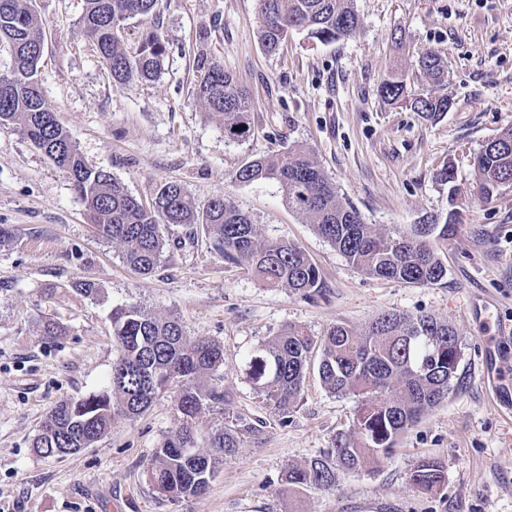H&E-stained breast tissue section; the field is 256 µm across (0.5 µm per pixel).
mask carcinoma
Instances as JSON below:
<instances>
[{
    "instance_id": "obj_1",
    "label": "carcinoma",
    "mask_w": 512,
    "mask_h": 512,
    "mask_svg": "<svg viewBox=\"0 0 512 512\" xmlns=\"http://www.w3.org/2000/svg\"><path fill=\"white\" fill-rule=\"evenodd\" d=\"M157 2L86 0L80 25L96 43L113 81L158 76L166 52L158 28L147 29L132 53L118 36L126 20L153 15ZM258 5L264 18L259 40L269 55L276 54L296 29L332 42L359 26L352 0H258ZM0 42L7 44L12 56L10 69L0 72V127L22 132L69 175L96 234L120 245L132 270L148 275L158 268L166 227L200 225L224 261L246 269L264 285L288 288L305 299L321 293L320 271L304 250L259 237L248 215L226 199L216 198L200 209L181 185L167 182L147 206L111 173L86 163L36 82L45 32L33 0H0ZM416 67L434 84L447 75L445 59L436 54L420 55ZM196 68L201 72L197 99L224 125V135L246 138V90L217 60L200 55ZM405 88V72L393 69L381 81L380 95L385 103L394 104L405 99ZM448 107V98L432 93L410 100L411 109L430 119ZM473 167L483 198L512 182V126L503 128L498 141L474 156ZM235 181L278 183L288 206L367 277L432 285L447 273L442 248L456 235L461 218L450 212L442 222L428 215L426 227L413 224L407 230L381 232L339 195L303 144L249 161L237 170ZM110 319L117 356L107 382L85 397L58 403L35 437L34 450L45 457H63L89 448L110 431L115 418L135 419L157 396L169 392L177 403L179 422L144 468L145 480L162 500L179 502L203 494L220 459L200 450L197 418L205 410L222 408L226 401L224 390L204 384L207 375L224 365V347L205 337L188 336L173 315H156L134 304L112 307ZM317 351L324 387L336 395L356 397L358 406L350 429L335 434L326 450L288 466L283 482L290 489H330L344 472L369 470L393 458L401 435L448 395L461 358L455 329L428 315L386 313L362 331L335 324L321 336L290 325L244 356L258 394L282 418L297 407ZM257 432L256 425L241 420L214 433L211 447L230 455L242 435ZM445 475L441 461L424 457L412 466L408 481L432 495L442 489Z\"/></svg>"
}]
</instances>
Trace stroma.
<instances>
[{"mask_svg": "<svg viewBox=\"0 0 512 512\" xmlns=\"http://www.w3.org/2000/svg\"><path fill=\"white\" fill-rule=\"evenodd\" d=\"M353 6L359 27L351 36L324 43L296 30L269 55L257 0H159L152 20H126L119 36L133 51L156 24L166 45L161 72L118 83L79 24L85 0H37L47 37L36 78L85 161L146 204L169 181L202 208L226 197L262 238L304 249L324 288L308 300L267 287L225 263L202 230L182 225L167 228L157 270L137 274L119 245L93 233L68 175L20 132L0 128V224L15 230L0 246V512H512V185L484 200L473 168L482 146L512 124V0ZM202 49L249 94L246 140L226 137L195 95ZM426 50L448 59L436 87L414 65ZM394 63L407 74L408 95L432 89L447 97L448 112L430 120L384 103L378 89ZM295 142L378 229L460 211L443 252L446 277L426 286L366 277L288 207L276 182H234L245 162ZM447 164L454 197L436 179ZM78 280L96 283L100 295L79 294ZM118 304L175 315L189 336L223 345L224 366L210 382L227 400L198 419L202 451L211 433L238 419L261 427L242 437L199 496L162 501L144 480V463L179 420L168 393L137 419L115 418L75 454L44 458L32 447L53 406L107 381ZM387 312L451 324L461 341L458 380L401 436L391 461L342 474L330 489L288 491L285 467L320 455L348 430L358 401L330 393L312 367L281 422L256 394L245 354L291 324L319 336L338 323L364 329ZM46 319L60 324L58 335H42ZM427 456L446 466L443 494L408 483Z\"/></svg>", "mask_w": 512, "mask_h": 512, "instance_id": "35a3bbf8", "label": "stroma"}]
</instances>
